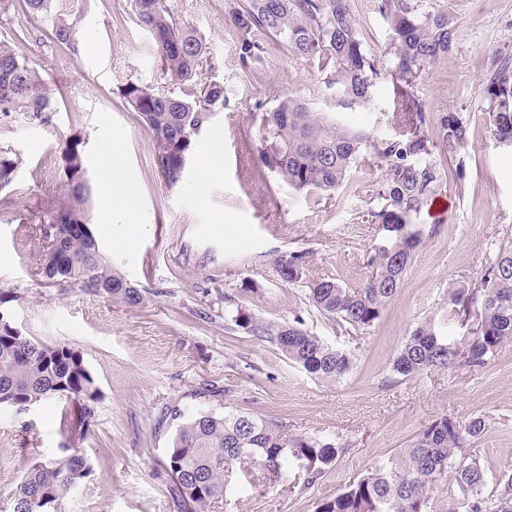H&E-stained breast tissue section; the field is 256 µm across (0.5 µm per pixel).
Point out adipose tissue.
<instances>
[{"label":"adipose tissue","mask_w":512,"mask_h":512,"mask_svg":"<svg viewBox=\"0 0 512 512\" xmlns=\"http://www.w3.org/2000/svg\"><path fill=\"white\" fill-rule=\"evenodd\" d=\"M100 190L110 207L102 215L104 223L130 229L140 227L138 196L123 168L112 159L111 146H103L99 155Z\"/></svg>","instance_id":"adipose-tissue-1"}]
</instances>
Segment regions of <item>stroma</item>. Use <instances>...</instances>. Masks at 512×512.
<instances>
[{
  "label": "stroma",
  "instance_id": "obj_1",
  "mask_svg": "<svg viewBox=\"0 0 512 512\" xmlns=\"http://www.w3.org/2000/svg\"><path fill=\"white\" fill-rule=\"evenodd\" d=\"M418 2L424 12L448 11L457 32L451 51L421 74L410 98L427 116L454 112L467 123L468 146L446 166L464 161L468 177L461 185L443 178L421 209L415 222L427 232L423 245L381 317L354 339L311 311L304 285L283 282L275 268L301 252L306 278L362 283L366 257L383 237L366 212L384 172L364 158L336 193L294 191L261 163L255 116L288 96L339 122L392 136L398 128L388 116L391 82L378 80L367 104L340 106L317 62L293 57L275 38L259 35L261 61L243 66L229 0H169L207 47L200 82H223L225 96L195 139L184 181L170 187L155 166L153 131L120 96L130 79L158 90L169 84L157 45L136 23L133 0H51L47 18L25 15L19 0H0V41L39 71L54 103L38 119L0 115V148L19 159L12 183L0 188V289L17 292L5 305L13 325L81 351L100 392L85 429L78 406L63 398L0 407V512H7L9 492L30 458L53 456L65 441L89 457L93 474L64 512H186L164 468L175 408L187 415L246 409L276 420L288 435H323L345 445L315 484L295 467L259 489L234 477L209 512H315L319 501L392 461L446 414L462 422L484 418L478 446L487 478L512 473V343L480 369L391 376L397 352L426 317H446L450 336L465 334L448 291L469 284L490 248L512 231V148L497 146L485 114L487 80L501 58H512V0ZM352 7L367 50L389 60L390 35L377 0H352ZM57 14L74 20V48L47 39ZM215 138L223 168L203 182L204 149ZM74 139L92 185L100 183L97 148L109 143L136 189L143 226L135 236L102 224L98 196L91 230L113 267L142 289L143 305L75 289L60 293L36 280V227L65 194L62 157ZM239 306L271 322L302 317L329 345L354 351L351 371L334 384L311 378L272 344L238 330L232 314ZM207 383L220 396H203Z\"/></svg>",
  "mask_w": 512,
  "mask_h": 512
}]
</instances>
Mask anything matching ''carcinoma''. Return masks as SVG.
<instances>
[{"instance_id": "cac0c4a2", "label": "carcinoma", "mask_w": 512, "mask_h": 512, "mask_svg": "<svg viewBox=\"0 0 512 512\" xmlns=\"http://www.w3.org/2000/svg\"><path fill=\"white\" fill-rule=\"evenodd\" d=\"M393 57L390 66L369 54L350 0H237L230 19L238 34L243 65L261 59L256 34L279 40L296 58L318 60L329 72L326 85L336 102L352 107L372 98L378 79L396 89L393 137L336 123L301 99L284 98L256 116L262 163L294 190L331 194L344 185L358 160L370 156L385 178L373 189L376 206L371 223L385 232L383 243L367 260L371 274L357 287L333 278L308 282V304L349 336H361L380 318L385 303L401 287L423 243L414 218L436 194L445 175L442 153L456 154L468 145V126L445 112L431 121L420 108L408 106L407 88L454 43L456 23L446 11L421 12L416 0H379ZM134 14L160 50L171 89L159 91L138 81L120 89L125 103L153 131L156 168L175 187L186 175L194 131L210 123V111L224 105V91L210 83L195 88L207 48L195 28L175 17L168 0H134ZM76 35L68 19L55 17L51 38L70 47ZM487 120L494 139L512 145V61L502 60L489 78ZM54 111L39 72L12 46L0 42V112H27L35 118ZM81 142L68 143L63 156L68 192L46 214L37 230L42 239L41 284L65 292L78 288L127 306L144 296L104 258L88 228L93 187L87 178ZM18 167L10 149L0 148V188L9 185ZM304 257L294 252L280 260L276 272L290 284L303 281ZM450 303L458 308L467 334L451 338L437 316L421 322L392 363V372L412 377L457 363L484 367L512 342V238L499 245L476 273L471 287L454 288ZM234 324L255 339L269 342L291 363L317 380L336 383L351 369L352 354L328 345L296 317L275 323L236 309ZM65 396L79 405L81 426L88 427L99 400L96 379L79 351L66 343L46 344L23 334L8 321L0 323V406L39 404ZM178 420L164 467L173 495L193 512H208L224 497V466L255 484L276 482L285 465H298L308 483L316 482L343 447L325 436H290L276 422L250 411H197ZM486 430L482 417L461 424L449 415L433 420L387 465L374 468L315 512H436L434 491L447 492L448 475L458 488L446 512H512V477L503 475L487 488L477 442ZM93 468L76 448L61 445L49 458L32 459L10 493L11 512H63L65 501L90 480Z\"/></svg>"}]
</instances>
